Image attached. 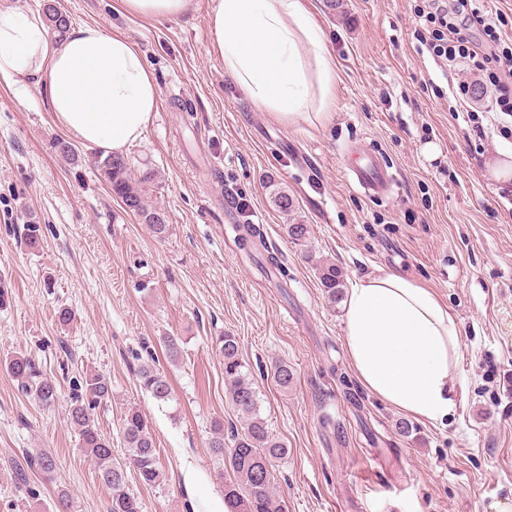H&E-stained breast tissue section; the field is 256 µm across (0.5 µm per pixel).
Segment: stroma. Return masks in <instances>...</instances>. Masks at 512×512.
<instances>
[{"label": "stroma", "instance_id": "obj_1", "mask_svg": "<svg viewBox=\"0 0 512 512\" xmlns=\"http://www.w3.org/2000/svg\"><path fill=\"white\" fill-rule=\"evenodd\" d=\"M22 12L52 3L71 25L127 34L160 88V106L124 155L154 169L152 202L171 226L165 240L112 194L53 119L40 87L0 85V360L35 358L58 385L45 409L0 368V512H109L110 494L78 445L65 409L88 370L112 383L94 419L123 459L120 415L145 413L162 478L129 476L142 512H224L225 466L210 423L224 436L242 421L228 402L212 343L237 336L260 412L287 455L273 469L287 512H512V179L494 172L512 158V118L487 98L462 94L483 76L460 62L441 69L414 36L415 0H306L335 70L331 115L288 125L261 111L224 73L211 49L212 0H192L175 19L129 17L116 0H5ZM374 154L393 173L384 197L349 182L345 165ZM285 190L286 214L272 202ZM308 225L306 245L285 226ZM40 227L37 242L25 225ZM258 224L245 247L232 227ZM275 256L279 267L261 265ZM332 262L344 285L377 270L434 289L459 322L456 406L443 423L408 419L356 378L343 339L344 305L330 302L317 267ZM149 291H142V284ZM71 309L68 326L59 306ZM183 340L178 365L161 343ZM155 357L172 385L160 403L136 370ZM294 371L281 387L279 363ZM408 422L409 435L399 433ZM50 451L54 481L18 468Z\"/></svg>", "mask_w": 512, "mask_h": 512}]
</instances>
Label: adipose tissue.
<instances>
[{
	"instance_id": "adipose-tissue-1",
	"label": "adipose tissue",
	"mask_w": 512,
	"mask_h": 512,
	"mask_svg": "<svg viewBox=\"0 0 512 512\" xmlns=\"http://www.w3.org/2000/svg\"><path fill=\"white\" fill-rule=\"evenodd\" d=\"M208 22L225 73L261 110L289 125L328 119L335 73L304 0H212ZM33 81L57 125L107 152L140 139L158 109V84L126 34L84 24L53 37L39 13L0 7V84ZM343 333L367 391L417 420H445L460 329L432 289L382 270L356 279Z\"/></svg>"
}]
</instances>
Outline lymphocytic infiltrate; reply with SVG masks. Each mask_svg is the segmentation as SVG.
I'll list each match as a JSON object with an SVG mask.
<instances>
[{
	"mask_svg": "<svg viewBox=\"0 0 512 512\" xmlns=\"http://www.w3.org/2000/svg\"><path fill=\"white\" fill-rule=\"evenodd\" d=\"M448 10L441 0L417 9L419 42L437 60L471 62L487 74L491 109L512 116V47L501 44L499 9L489 0H456Z\"/></svg>",
	"mask_w": 512,
	"mask_h": 512,
	"instance_id": "lymphocytic-infiltrate-1",
	"label": "lymphocytic infiltrate"
}]
</instances>
